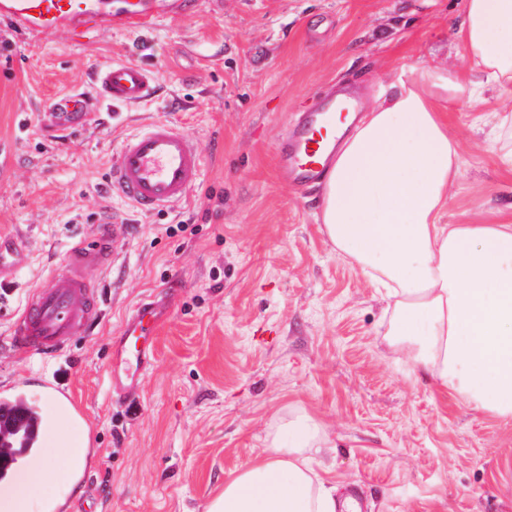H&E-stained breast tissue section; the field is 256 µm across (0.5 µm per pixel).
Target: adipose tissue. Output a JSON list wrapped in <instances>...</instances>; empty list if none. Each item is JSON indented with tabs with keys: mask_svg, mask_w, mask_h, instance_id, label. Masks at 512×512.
<instances>
[{
	"mask_svg": "<svg viewBox=\"0 0 512 512\" xmlns=\"http://www.w3.org/2000/svg\"><path fill=\"white\" fill-rule=\"evenodd\" d=\"M475 82L430 65L402 70L336 148L317 219L339 258L382 290L389 342L414 368L476 409L512 420V205L496 224H450L448 190L460 175L448 103L463 85L492 83L512 132V0H465L457 26ZM41 467L0 488V512H55L77 495L87 432L57 418ZM321 421L289 413L263 452L232 473L207 512H352L314 466Z\"/></svg>",
	"mask_w": 512,
	"mask_h": 512,
	"instance_id": "adipose-tissue-1",
	"label": "adipose tissue"
}]
</instances>
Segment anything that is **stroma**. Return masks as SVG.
<instances>
[{
  "label": "stroma",
  "mask_w": 512,
  "mask_h": 512,
  "mask_svg": "<svg viewBox=\"0 0 512 512\" xmlns=\"http://www.w3.org/2000/svg\"><path fill=\"white\" fill-rule=\"evenodd\" d=\"M462 10L463 0H189L148 29L116 24L81 43L0 19V144L14 145L0 235L20 246L0 290V392L39 398L48 380L72 390L94 462L68 512H205L294 403L325 425V480L360 486L364 512H512V420L412 372L385 337L383 299L321 231L320 185H289L277 152L300 113L341 90L373 98L404 66L468 73L453 35ZM112 62L155 71L152 98L55 136L52 100L95 98L93 73ZM493 107L464 95L448 114L463 150L448 223L491 224L512 204V173L485 154ZM154 121L180 127L203 167L186 203L145 215L106 182L122 141ZM105 215L128 232L87 271L101 294L93 327L51 357L17 352L27 293L66 272L70 247ZM147 296L155 350L123 405L109 350Z\"/></svg>",
  "instance_id": "35a3bbf8"
}]
</instances>
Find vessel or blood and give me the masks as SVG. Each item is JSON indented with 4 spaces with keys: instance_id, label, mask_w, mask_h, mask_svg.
Returning a JSON list of instances; mask_svg holds the SVG:
<instances>
[{
    "instance_id": "vessel-or-blood-1",
    "label": "vessel or blood",
    "mask_w": 512,
    "mask_h": 512,
    "mask_svg": "<svg viewBox=\"0 0 512 512\" xmlns=\"http://www.w3.org/2000/svg\"><path fill=\"white\" fill-rule=\"evenodd\" d=\"M147 3L124 0L122 9L116 12L112 0H0V18L23 32H63L70 39L81 40L107 30L116 19L126 25H145ZM155 81L154 71L127 63H114L95 73L99 100L108 107L144 101L153 93ZM83 104L82 98L63 96L52 103L49 115L71 126L82 118ZM357 106L356 96L346 90L340 101H328L306 115L292 138L278 145L282 177L297 183L321 181L327 172L329 150L336 142L335 133L328 130L329 117L335 110L349 113ZM201 167L202 157L194 141L173 125L158 121L122 142L112 157L109 187L139 210L155 212L183 203ZM120 231V225L114 222L103 223L96 241L79 242L70 248L65 275L31 290L14 324L18 351L61 352L77 325L92 322L98 293L85 270L107 258ZM155 326L153 304H137L113 342L109 382L118 398L137 393L149 364Z\"/></svg>"
}]
</instances>
